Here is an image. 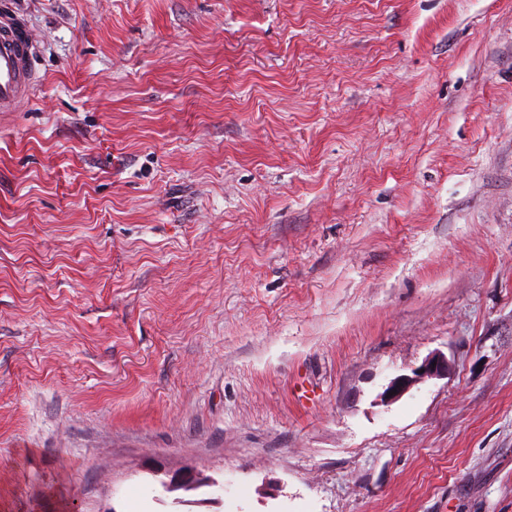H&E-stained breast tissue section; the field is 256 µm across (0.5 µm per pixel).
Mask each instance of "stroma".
Returning <instances> with one entry per match:
<instances>
[{
    "mask_svg": "<svg viewBox=\"0 0 512 512\" xmlns=\"http://www.w3.org/2000/svg\"><path fill=\"white\" fill-rule=\"evenodd\" d=\"M13 7L0 512H512V0ZM34 45L25 25L15 17L2 16L0 26V112L15 111L29 98L34 85ZM424 369V372H421ZM414 376L400 375L394 378L384 393L385 397L389 400L399 398L406 392L418 378L423 377H445L448 375V359L442 354H434L425 360L416 371L413 372ZM391 391H396V394L390 395ZM198 474L194 472V470L189 468L180 469L179 471H175L170 475V479L168 481L163 482V486L167 490H172L179 487H187V488H196L201 485L208 484L209 486H213L214 481H205L203 483H199Z\"/></svg>",
    "mask_w": 512,
    "mask_h": 512,
    "instance_id": "35a3bbf8",
    "label": "stroma"
}]
</instances>
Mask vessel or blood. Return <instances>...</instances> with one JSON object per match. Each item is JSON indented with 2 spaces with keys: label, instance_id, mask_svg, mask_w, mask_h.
<instances>
[{
  "label": "vessel or blood",
  "instance_id": "vessel-or-blood-1",
  "mask_svg": "<svg viewBox=\"0 0 512 512\" xmlns=\"http://www.w3.org/2000/svg\"><path fill=\"white\" fill-rule=\"evenodd\" d=\"M34 45L15 17L0 18V112L16 110L34 85Z\"/></svg>",
  "mask_w": 512,
  "mask_h": 512
}]
</instances>
